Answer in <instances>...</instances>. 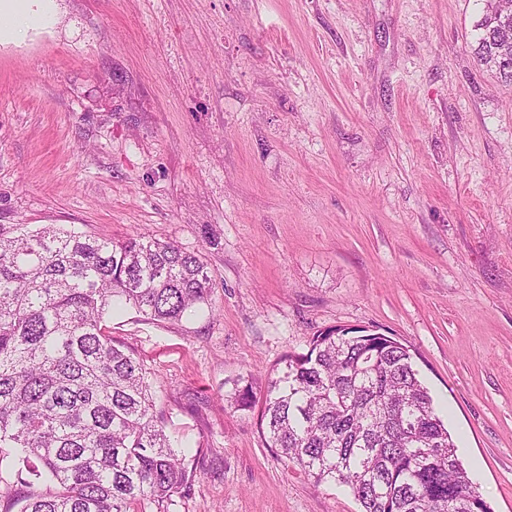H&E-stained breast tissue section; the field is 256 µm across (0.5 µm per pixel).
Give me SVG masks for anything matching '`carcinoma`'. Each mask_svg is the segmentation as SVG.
<instances>
[{
    "label": "carcinoma",
    "mask_w": 512,
    "mask_h": 512,
    "mask_svg": "<svg viewBox=\"0 0 512 512\" xmlns=\"http://www.w3.org/2000/svg\"><path fill=\"white\" fill-rule=\"evenodd\" d=\"M486 0L473 54L512 84V19ZM201 257L172 242L120 244L55 225H0V483L4 512H129L190 490L196 470L171 446L143 363L112 339L116 302L179 322L211 305ZM234 407L254 404L251 382ZM268 446L313 485L338 483L361 512H493L473 488L407 346L336 327L269 378Z\"/></svg>",
    "instance_id": "obj_1"
}]
</instances>
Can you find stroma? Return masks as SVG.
Returning <instances> with one entry per match:
<instances>
[{"instance_id":"35a3bbf8","label":"stroma","mask_w":512,"mask_h":512,"mask_svg":"<svg viewBox=\"0 0 512 512\" xmlns=\"http://www.w3.org/2000/svg\"><path fill=\"white\" fill-rule=\"evenodd\" d=\"M57 3L0 46V224L174 242L214 284L190 319L109 321L197 473L134 512H360L261 429L268 378L336 326L409 347L512 512V84L471 49L485 0Z\"/></svg>"}]
</instances>
